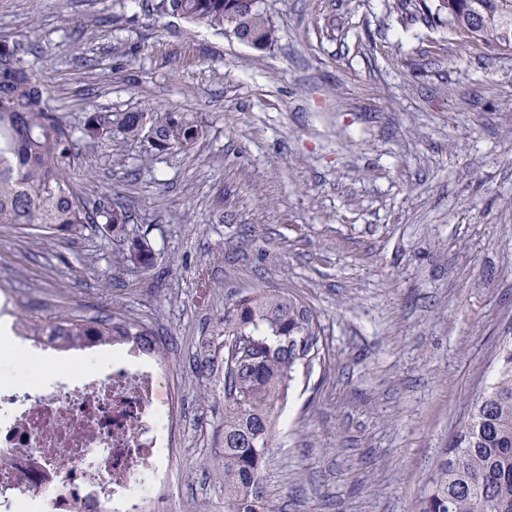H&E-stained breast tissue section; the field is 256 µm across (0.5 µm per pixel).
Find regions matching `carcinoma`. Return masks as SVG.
<instances>
[{"instance_id": "cac0c4a2", "label": "carcinoma", "mask_w": 512, "mask_h": 512, "mask_svg": "<svg viewBox=\"0 0 512 512\" xmlns=\"http://www.w3.org/2000/svg\"><path fill=\"white\" fill-rule=\"evenodd\" d=\"M158 10L212 29H227L256 46L274 39L266 11L251 0H159ZM429 22L450 24L463 41L493 53H512V0H419ZM153 129L150 150L190 147L201 128L185 112L87 113L80 136L51 104L33 66L14 47L0 48V224L73 232L103 224L123 242L121 261L142 275L156 268L147 234L129 232L131 213L120 201H100L74 189L82 149L116 134L142 138ZM222 326L208 343H224L225 512H279L263 487L274 421L296 373L321 358L316 314L281 291L238 292L224 302ZM20 330L60 350L102 345L119 338L145 352H161L154 332L135 320L101 321L68 315L52 324L21 320ZM419 512H512V345L499 355L495 382L476 400L453 445L438 459Z\"/></svg>"}]
</instances>
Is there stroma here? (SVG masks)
Here are the masks:
<instances>
[{
	"label": "stroma",
	"instance_id": "obj_1",
	"mask_svg": "<svg viewBox=\"0 0 512 512\" xmlns=\"http://www.w3.org/2000/svg\"><path fill=\"white\" fill-rule=\"evenodd\" d=\"M158 2L0 0V44L73 126L92 108L173 109L202 129L184 150L116 136L80 159L95 178L76 190L122 198L154 275L124 268L95 224H0V303L151 327L184 423L174 512H224V401L192 360L229 293L299 297L322 354L276 423L267 495L282 512H417L512 340V54L463 45L415 0H263L262 51ZM29 348L46 385L114 352Z\"/></svg>",
	"mask_w": 512,
	"mask_h": 512
}]
</instances>
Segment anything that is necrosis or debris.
I'll return each instance as SVG.
<instances>
[{"label":"necrosis or debris","instance_id":"1","mask_svg":"<svg viewBox=\"0 0 512 512\" xmlns=\"http://www.w3.org/2000/svg\"><path fill=\"white\" fill-rule=\"evenodd\" d=\"M164 383L132 351L103 376L0 385V512H162L178 446Z\"/></svg>","mask_w":512,"mask_h":512}]
</instances>
